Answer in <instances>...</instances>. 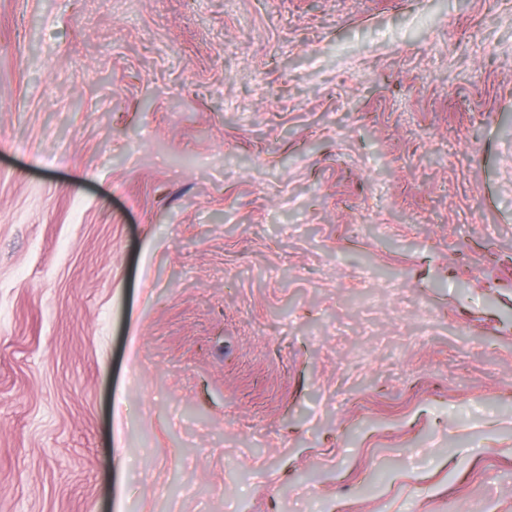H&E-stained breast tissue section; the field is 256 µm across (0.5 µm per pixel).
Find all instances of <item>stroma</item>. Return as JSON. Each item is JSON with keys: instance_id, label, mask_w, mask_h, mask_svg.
<instances>
[{"instance_id": "stroma-1", "label": "stroma", "mask_w": 512, "mask_h": 512, "mask_svg": "<svg viewBox=\"0 0 512 512\" xmlns=\"http://www.w3.org/2000/svg\"><path fill=\"white\" fill-rule=\"evenodd\" d=\"M0 512H512V0H0Z\"/></svg>"}]
</instances>
